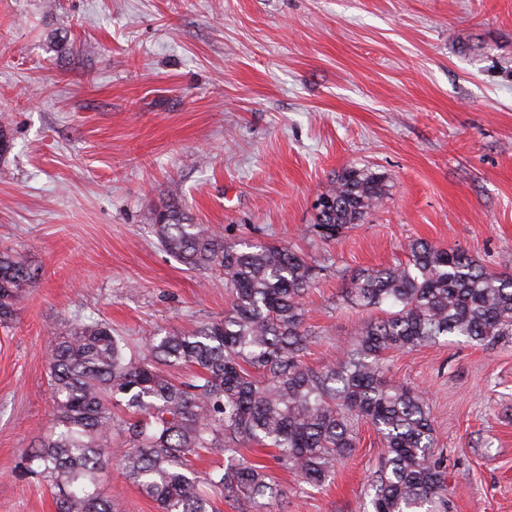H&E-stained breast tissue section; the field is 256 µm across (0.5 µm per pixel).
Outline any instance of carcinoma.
Returning <instances> with one entry per match:
<instances>
[{
    "label": "carcinoma",
    "instance_id": "cac0c4a2",
    "mask_svg": "<svg viewBox=\"0 0 512 512\" xmlns=\"http://www.w3.org/2000/svg\"><path fill=\"white\" fill-rule=\"evenodd\" d=\"M384 193L383 174L344 168L320 198L323 237L362 223ZM156 232L184 265L222 271L230 308L192 331L146 336L138 352L96 319L53 340L51 427L24 451L20 475L49 488L57 512H116L101 494L114 466L159 512H220L219 501L275 498L265 467L240 452L253 444L320 485L358 448L359 420L385 448L371 479L373 512H446L430 408L386 376L385 355L444 336L487 346L511 338V275L463 250L413 240L408 262L352 276L350 302L383 316L316 371L303 360L304 300L321 267L288 246L228 242L172 211ZM34 279L23 255L0 250V324L14 319ZM179 367L186 377L170 378ZM203 452L222 454L224 469L197 472L192 458Z\"/></svg>",
    "mask_w": 512,
    "mask_h": 512
}]
</instances>
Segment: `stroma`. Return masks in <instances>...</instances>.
<instances>
[{
  "instance_id": "stroma-1",
  "label": "stroma",
  "mask_w": 512,
  "mask_h": 512,
  "mask_svg": "<svg viewBox=\"0 0 512 512\" xmlns=\"http://www.w3.org/2000/svg\"><path fill=\"white\" fill-rule=\"evenodd\" d=\"M0 127V248L38 270L0 326V512H56L17 475L49 431L50 339L94 318L138 348L229 308L223 273L161 246L166 210L322 266L315 370L372 317L351 276L410 241L512 275V0H0ZM348 166L386 193L326 240L315 204ZM386 365L431 409L449 512H512V342L443 337ZM359 436L322 487L246 448L281 492L266 512H365L384 448Z\"/></svg>"
}]
</instances>
